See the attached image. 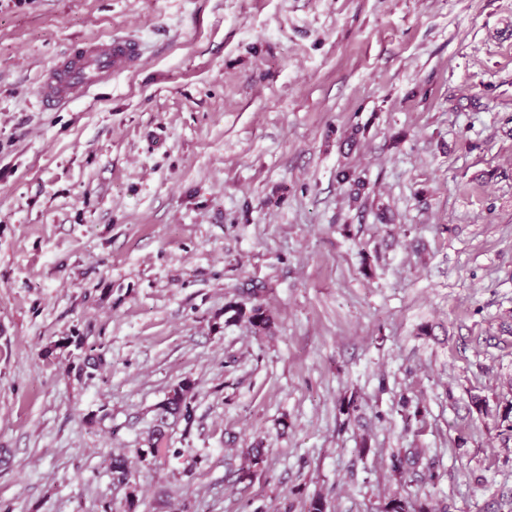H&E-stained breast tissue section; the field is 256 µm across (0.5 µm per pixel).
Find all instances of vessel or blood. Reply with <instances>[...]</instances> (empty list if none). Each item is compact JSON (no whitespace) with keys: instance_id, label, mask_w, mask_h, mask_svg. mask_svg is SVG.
<instances>
[{"instance_id":"b4317fda","label":"vessel or blood","mask_w":512,"mask_h":512,"mask_svg":"<svg viewBox=\"0 0 512 512\" xmlns=\"http://www.w3.org/2000/svg\"><path fill=\"white\" fill-rule=\"evenodd\" d=\"M142 60L140 42L130 37L79 43L43 73L39 96L49 107L64 104L111 80L114 73L139 65Z\"/></svg>"}]
</instances>
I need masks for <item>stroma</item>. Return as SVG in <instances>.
I'll return each mask as SVG.
<instances>
[{"label": "stroma", "instance_id": "1", "mask_svg": "<svg viewBox=\"0 0 512 512\" xmlns=\"http://www.w3.org/2000/svg\"><path fill=\"white\" fill-rule=\"evenodd\" d=\"M115 34L138 68L40 106ZM396 495L512 512V0H0V512ZM247 288V300L250 304L246 306L245 302L229 303L224 307V316H227V322L240 321L245 319L249 326L258 333H270L274 328V318L263 303L257 300L258 294L265 286L260 284H250ZM195 383L190 379H185L177 386L173 387L165 399L158 405V419L159 424L153 431L149 439L148 453L155 457L161 450L160 445L165 438L164 425L167 419L171 416L176 420H183L188 425L192 421L194 408L192 401L195 397L194 393Z\"/></svg>", "mask_w": 512, "mask_h": 512}]
</instances>
